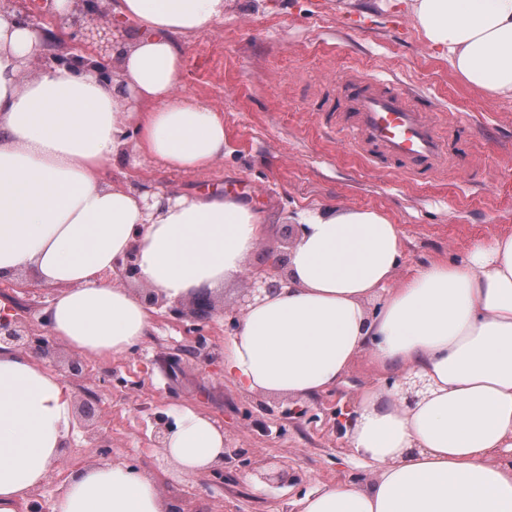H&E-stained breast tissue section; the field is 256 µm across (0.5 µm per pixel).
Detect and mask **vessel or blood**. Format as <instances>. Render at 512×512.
<instances>
[{"mask_svg": "<svg viewBox=\"0 0 512 512\" xmlns=\"http://www.w3.org/2000/svg\"><path fill=\"white\" fill-rule=\"evenodd\" d=\"M347 111L336 114L345 142L368 157L383 156L420 176L434 172L453 155L427 112L394 82L355 77L340 83Z\"/></svg>", "mask_w": 512, "mask_h": 512, "instance_id": "vessel-or-blood-1", "label": "vessel or blood"}]
</instances>
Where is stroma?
I'll return each instance as SVG.
<instances>
[{
    "label": "stroma",
    "mask_w": 512,
    "mask_h": 512,
    "mask_svg": "<svg viewBox=\"0 0 512 512\" xmlns=\"http://www.w3.org/2000/svg\"><path fill=\"white\" fill-rule=\"evenodd\" d=\"M183 43L185 91L224 114L223 160L204 172H171L151 160L120 163L111 174L179 194L235 190L272 219L253 266L268 265L269 254L295 241L299 227L291 215L326 204L378 209L400 225V280L415 266L463 256L474 240L512 234V99L464 85L447 59L427 47L403 0H230L223 23ZM342 76L413 86L415 104L429 112L440 135L451 137L453 164L421 179L345 148L324 108ZM246 288L241 282L212 292L214 314L201 326L163 307L132 351L109 360L82 357L86 377L72 388L77 403H92L95 415L78 419V436L65 450L67 467L40 487L45 512L69 470L100 459L97 437L109 442L113 457L150 474L181 512H296L295 501L319 485L367 478L369 468L336 431L334 411L367 386L393 382L369 355L321 394L265 396L269 416L245 412L246 393L225 377L223 361L190 360L169 373L166 356L192 345L195 335L226 349L236 330L224 311L236 307ZM51 297L49 287L27 275L0 281V311L22 317L37 336ZM185 405L249 448L265 471L296 473L301 483L276 487L244 469L217 486L206 474L183 470L156 446L153 432L155 417L174 416ZM295 406L306 415L277 422L276 412Z\"/></svg>",
    "instance_id": "35a3bbf8"
}]
</instances>
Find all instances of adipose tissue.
Listing matches in <instances>:
<instances>
[{"label":"adipose tissue","instance_id":"ef3b65f1","mask_svg":"<svg viewBox=\"0 0 512 512\" xmlns=\"http://www.w3.org/2000/svg\"><path fill=\"white\" fill-rule=\"evenodd\" d=\"M432 49L469 87L512 98V0H405ZM227 0H117L137 35L112 41V81L68 66L28 74L34 32L0 16V279L56 292L47 331L99 359L125 354L152 307L110 281L138 245L140 282L171 303L239 283L266 217L221 194L149 202L103 175L149 156L197 171L224 156L222 112L187 95L180 38L223 22ZM288 287L257 298L224 353L251 393L305 398L336 386L360 354L428 383L411 406L372 385L346 436L372 478L327 484L300 512H512V234L396 280L403 236L384 212L299 211ZM377 299L375 311L366 303ZM75 395L41 361L0 350V512H21L75 432ZM167 453L200 473L224 452L210 418L183 409ZM153 480L107 457L72 471L52 512H169Z\"/></svg>","mask_w":512,"mask_h":512}]
</instances>
